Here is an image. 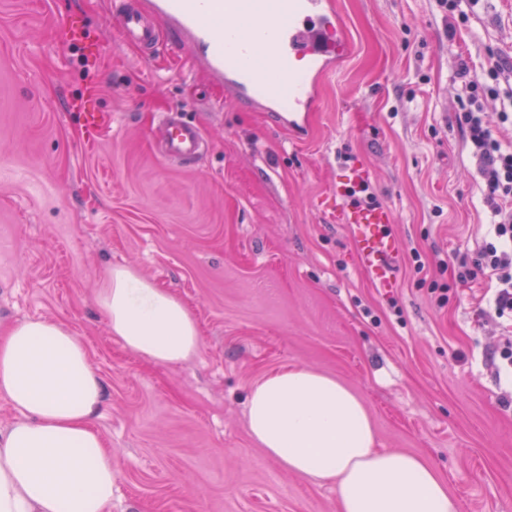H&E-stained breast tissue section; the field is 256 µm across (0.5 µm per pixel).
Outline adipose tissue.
Masks as SVG:
<instances>
[{"label":"adipose tissue","instance_id":"adipose-tissue-1","mask_svg":"<svg viewBox=\"0 0 512 512\" xmlns=\"http://www.w3.org/2000/svg\"><path fill=\"white\" fill-rule=\"evenodd\" d=\"M96 304L110 335L154 364L186 362L200 348L189 309L129 267L109 270ZM104 391L62 323L19 321L0 336V397L18 414L0 431V512H109L116 463L94 426ZM246 426L280 468L330 483L336 512H457L424 458L378 449L363 399L329 374L294 367L256 381Z\"/></svg>","mask_w":512,"mask_h":512}]
</instances>
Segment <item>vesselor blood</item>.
I'll list each match as a JSON object with an SVG mask.
<instances>
[{
	"mask_svg": "<svg viewBox=\"0 0 512 512\" xmlns=\"http://www.w3.org/2000/svg\"><path fill=\"white\" fill-rule=\"evenodd\" d=\"M121 0L116 15L123 40L156 51L163 24L204 47L212 72L236 97L272 113L299 135L308 134L319 81L332 72L351 44L334 0ZM156 138L174 161L197 158L204 149L200 129L177 113L164 114ZM336 221L349 225L360 267L377 287H393L400 245L381 205L351 204Z\"/></svg>",
	"mask_w": 512,
	"mask_h": 512,
	"instance_id": "vessel-or-blood-1",
	"label": "vessel or blood"
}]
</instances>
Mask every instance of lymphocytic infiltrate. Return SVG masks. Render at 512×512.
I'll return each instance as SVG.
<instances>
[{"label": "lymphocytic infiltrate", "instance_id": "1", "mask_svg": "<svg viewBox=\"0 0 512 512\" xmlns=\"http://www.w3.org/2000/svg\"><path fill=\"white\" fill-rule=\"evenodd\" d=\"M501 60L491 62L486 75L473 71L466 60H458L463 80L461 91L467 99L458 114V124L472 149L486 185L485 203L494 215L495 239L486 243L474 258L461 261L457 276L465 280L475 271L497 272L500 286L494 303L497 314L512 312V150H503L483 110V96H499L495 82L511 70Z\"/></svg>", "mask_w": 512, "mask_h": 512}]
</instances>
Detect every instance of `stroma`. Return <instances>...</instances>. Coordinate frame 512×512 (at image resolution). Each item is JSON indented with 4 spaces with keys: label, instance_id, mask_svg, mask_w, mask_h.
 I'll use <instances>...</instances> for the list:
<instances>
[{
    "label": "stroma",
    "instance_id": "stroma-1",
    "mask_svg": "<svg viewBox=\"0 0 512 512\" xmlns=\"http://www.w3.org/2000/svg\"><path fill=\"white\" fill-rule=\"evenodd\" d=\"M352 49L324 77L308 136L223 91L201 47L123 43L112 0H0V327L68 326L103 378L95 421L118 457L110 512H336V494L251 441V386L291 367L346 382L379 447L423 456L458 512H512V318L489 272L485 183L457 122L456 56L512 63V0L466 21L438 0H335ZM79 21L85 50L64 39ZM100 86L112 124L87 144L70 105ZM182 112L207 143L182 164L150 139ZM364 169L391 213L396 288L360 268L337 180ZM127 266L196 317L200 349L156 366L95 304Z\"/></svg>",
    "mask_w": 512,
    "mask_h": 512
}]
</instances>
